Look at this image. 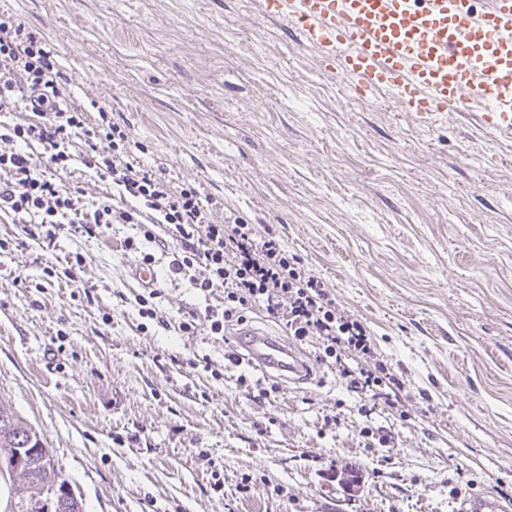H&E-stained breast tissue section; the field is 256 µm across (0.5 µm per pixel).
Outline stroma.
Returning <instances> with one entry per match:
<instances>
[{
    "instance_id": "obj_1",
    "label": "stroma",
    "mask_w": 512,
    "mask_h": 512,
    "mask_svg": "<svg viewBox=\"0 0 512 512\" xmlns=\"http://www.w3.org/2000/svg\"><path fill=\"white\" fill-rule=\"evenodd\" d=\"M56 51L78 99L143 164L272 233L367 324L397 409L316 375L263 377L223 336L175 330L221 305L133 224L59 234L0 216V401L43 436L85 512H512V136L360 98L262 0H0ZM155 252L159 315L129 278ZM80 253L74 278L43 269ZM278 393L257 401L259 389ZM161 293V289L152 288L146 294H139L136 296L135 301L138 308V314L142 319H149L156 322L160 327H168V323L162 316L158 317L154 299Z\"/></svg>"
}]
</instances>
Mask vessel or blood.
Segmentation results:
<instances>
[{"mask_svg":"<svg viewBox=\"0 0 512 512\" xmlns=\"http://www.w3.org/2000/svg\"><path fill=\"white\" fill-rule=\"evenodd\" d=\"M263 12L321 48L362 95L421 116L474 108L485 126L512 132V0H263ZM241 334L255 370L311 380L300 350L261 328Z\"/></svg>","mask_w":512,"mask_h":512,"instance_id":"1","label":"vessel or blood"}]
</instances>
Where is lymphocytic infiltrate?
I'll use <instances>...</instances> for the list:
<instances>
[{
	"label": "lymphocytic infiltrate",
	"mask_w": 512,
	"mask_h": 512,
	"mask_svg": "<svg viewBox=\"0 0 512 512\" xmlns=\"http://www.w3.org/2000/svg\"><path fill=\"white\" fill-rule=\"evenodd\" d=\"M60 67L43 37L0 17V113L26 115L20 122H0V214L44 226L50 242L62 232L89 235L97 227L135 224L142 238L128 240L133 250L142 240L160 243L154 227L165 225L178 246L171 273L187 276L206 295L224 290L223 307L188 312L178 323L180 332L196 334L203 319L212 335H223L226 322L261 304L296 340L317 339L326 357L348 353V360L336 363L347 391L364 395L385 387L393 393L388 406H395L403 382L372 370L377 347L369 327L337 308L322 279L278 239L242 218L213 223L220 203L195 184L173 182L165 169L135 163L138 144L130 132L98 111L96 102L80 103ZM76 162L111 181L116 195L85 202L67 190L58 177Z\"/></svg>",
	"instance_id": "1"
}]
</instances>
